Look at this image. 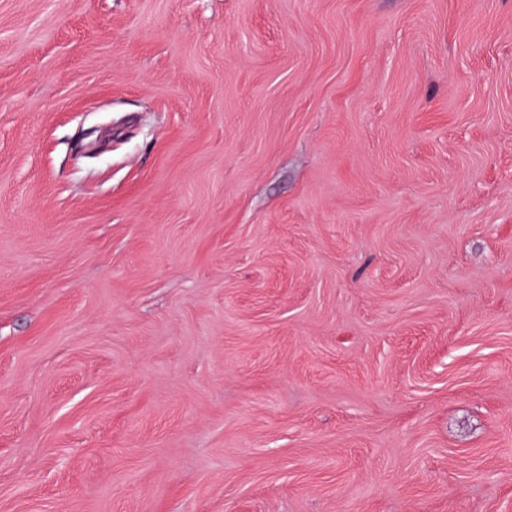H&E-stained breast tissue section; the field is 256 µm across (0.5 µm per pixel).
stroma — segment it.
<instances>
[{
  "label": "stroma",
  "instance_id": "1",
  "mask_svg": "<svg viewBox=\"0 0 512 512\" xmlns=\"http://www.w3.org/2000/svg\"><path fill=\"white\" fill-rule=\"evenodd\" d=\"M0 512H512V0H0Z\"/></svg>",
  "mask_w": 512,
  "mask_h": 512
}]
</instances>
